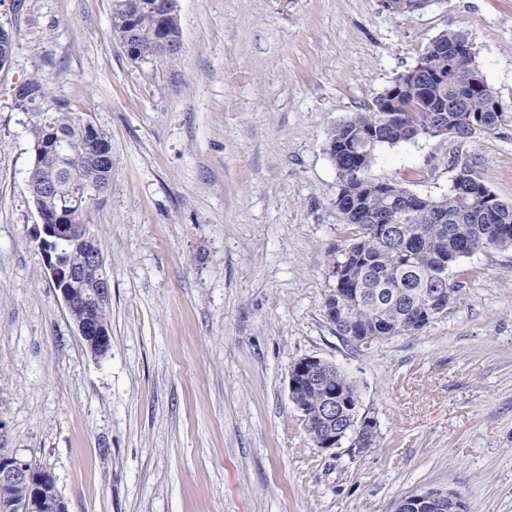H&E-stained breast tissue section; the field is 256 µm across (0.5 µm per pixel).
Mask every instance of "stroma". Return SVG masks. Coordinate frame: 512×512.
Segmentation results:
<instances>
[{
    "instance_id": "obj_1",
    "label": "stroma",
    "mask_w": 512,
    "mask_h": 512,
    "mask_svg": "<svg viewBox=\"0 0 512 512\" xmlns=\"http://www.w3.org/2000/svg\"><path fill=\"white\" fill-rule=\"evenodd\" d=\"M177 62L131 61L112 0H0V448L56 480L67 512H393L433 488L512 512V248L462 258L461 290L415 335L359 348L324 314L336 250L329 129L463 32L507 121L378 148L377 179L446 194L469 164L512 203V0H177ZM112 141V182L82 213L111 279L112 349L76 334L32 237L29 118L14 88ZM357 386L379 446L318 448L294 361Z\"/></svg>"
}]
</instances>
